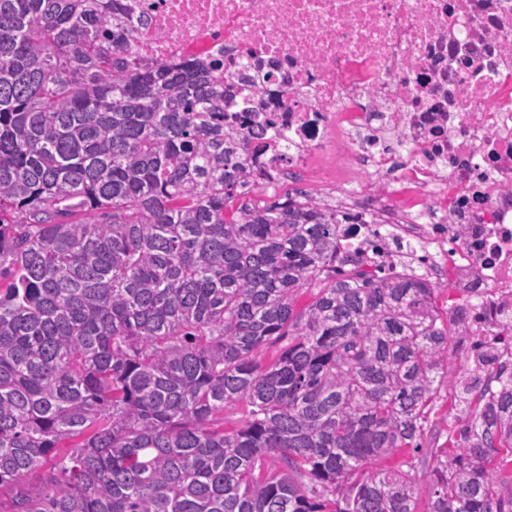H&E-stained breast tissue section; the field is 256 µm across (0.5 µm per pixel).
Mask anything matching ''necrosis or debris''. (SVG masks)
Returning <instances> with one entry per match:
<instances>
[{"instance_id":"1","label":"necrosis or debris","mask_w":512,"mask_h":512,"mask_svg":"<svg viewBox=\"0 0 512 512\" xmlns=\"http://www.w3.org/2000/svg\"><path fill=\"white\" fill-rule=\"evenodd\" d=\"M118 5L140 57L224 60L267 195L291 178L335 191L317 154L362 174L336 209L337 266L449 284L455 355L490 382L512 363V0Z\"/></svg>"}]
</instances>
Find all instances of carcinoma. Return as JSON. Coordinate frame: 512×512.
Instances as JSON below:
<instances>
[{"label": "carcinoma", "mask_w": 512, "mask_h": 512, "mask_svg": "<svg viewBox=\"0 0 512 512\" xmlns=\"http://www.w3.org/2000/svg\"><path fill=\"white\" fill-rule=\"evenodd\" d=\"M115 8L0 0L9 512H512V375L448 368L436 289L336 269L335 211L257 197L216 63L139 59ZM462 415V406L455 407L453 401L448 398L447 389L442 388L430 418V427L435 430L432 435L428 434L425 437L426 446L428 448H440L442 444L448 441L453 432L457 436Z\"/></svg>", "instance_id": "obj_1"}]
</instances>
